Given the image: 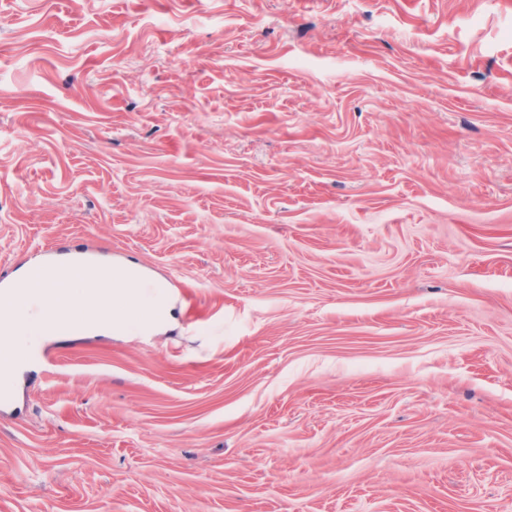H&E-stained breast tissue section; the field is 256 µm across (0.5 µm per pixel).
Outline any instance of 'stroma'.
Instances as JSON below:
<instances>
[{"mask_svg":"<svg viewBox=\"0 0 512 512\" xmlns=\"http://www.w3.org/2000/svg\"><path fill=\"white\" fill-rule=\"evenodd\" d=\"M0 512H512V0H0Z\"/></svg>","mask_w":512,"mask_h":512,"instance_id":"obj_1","label":"stroma"}]
</instances>
